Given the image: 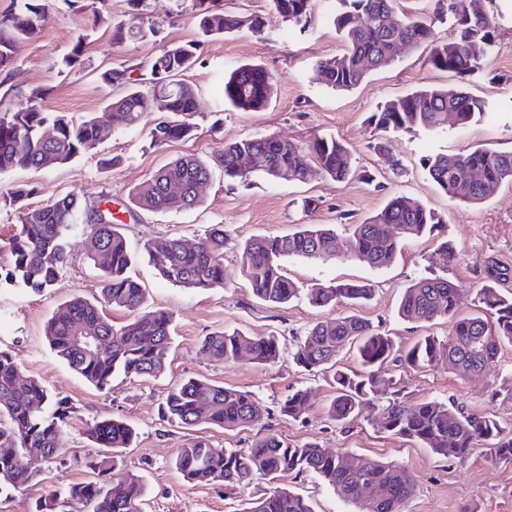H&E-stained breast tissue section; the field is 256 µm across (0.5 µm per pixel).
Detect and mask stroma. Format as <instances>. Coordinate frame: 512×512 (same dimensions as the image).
<instances>
[{
  "label": "stroma",
  "mask_w": 512,
  "mask_h": 512,
  "mask_svg": "<svg viewBox=\"0 0 512 512\" xmlns=\"http://www.w3.org/2000/svg\"><path fill=\"white\" fill-rule=\"evenodd\" d=\"M93 3V9L76 12L66 0H55L41 37L20 47L11 74L0 81V109L13 106L33 88L46 87L51 111L76 116L102 114L107 101L121 93L120 87L102 80V72L122 63L147 61L164 47L193 39L196 34L189 6H177L175 0H147L144 13L157 27L158 36L116 46L111 39L112 25L132 20L127 0ZM219 5L227 13L266 16L267 23L260 30L246 29L203 45L197 64L185 76L198 89L197 128L192 138L150 146L147 132L153 120L148 117L136 129L116 126L99 144L98 158L0 175V192L18 182L35 186L27 200L33 208L64 195L87 203L111 196V208L119 214L121 230L135 255L131 273L145 290L147 306L169 311L174 327L167 374L157 379L117 377L108 392L87 384L53 356L45 339V325L53 310L69 298L91 299L100 294L98 272L86 257L85 224L81 221L69 234L68 260L53 288L38 294L0 288V348L12 355L21 377L39 379L74 408L64 429L60 456L33 461L40 482L1 496L0 512H32L36 501L57 482L92 480L86 460L96 448L86 428L103 416L125 420L135 430L134 442L124 449L122 461L126 471L142 476L146 484L143 512H244L251 502L273 490V483L262 476L233 489L191 483L176 469L175 459L180 448L197 438L218 448H245L268 434L406 467L415 479V491L403 512H512V465L489 462L478 452L457 465L413 442L379 433L374 426L379 412L372 405L365 406L349 425H336L327 417L333 394L327 375L303 372L289 356L273 364H222L200 351V341L207 334L234 329L251 336L274 334L289 347L294 335L335 318L338 308L315 307L304 298L280 308L258 300L240 272V247L251 236L284 235L301 224H329L340 237H347L349 225L365 220L396 193L417 198L444 215L445 234L460 251L448 276L462 290L461 314L474 312L483 286L480 269L490 261L512 269V185L502 187L486 203L467 204L438 191L421 162L437 153L475 147L512 149V0H497L502 18L496 46L481 74L468 85L473 95L487 102L488 112L464 128L393 135L385 156L375 154L368 144L367 119L380 105L425 85L453 87L460 83L451 73L429 64V47L402 50L392 65L371 73L356 88L330 91L311 81L316 61L343 51L341 40L323 16H315L309 29L300 34L271 17L270 0H219ZM97 14L107 18V25L93 27ZM89 27L95 33L84 48L82 67L64 72V56L78 34ZM245 63L262 65L278 78L271 102L263 111L244 112L224 101L225 74ZM257 134H275L295 143L308 142L319 134L334 136L374 180L317 178L298 184L273 181L256 171L247 181L228 182L217 168L202 189L201 204L194 209L171 213L132 209L130 191L164 164L187 155L208 159L224 143ZM102 156H117L121 162L104 168L98 163ZM215 224L224 227L223 285L182 288L163 280L149 264L143 248L146 241L179 237L194 243ZM436 244L432 237L408 240L396 261L383 270L352 259L343 247L334 259L291 258L283 268L305 289L348 279L369 282L374 297L358 307V314L388 331L396 344L404 347L428 332L448 333L446 322L425 328L396 315L403 290L428 274L426 258ZM511 373L512 346H507L498 363L479 373L458 374L442 362L428 370L402 372L401 379L412 400L451 398L466 409L495 414L503 426L512 429V402L489 398L492 389ZM185 376L253 392L266 414L240 431L207 425L185 429L168 423L160 414V403L168 387ZM297 388L307 389L310 399L305 415L293 420L281 415L280 404ZM288 486L307 500L314 512H356L353 504L340 500L313 475L289 479Z\"/></svg>",
  "instance_id": "35a3bbf8"
}]
</instances>
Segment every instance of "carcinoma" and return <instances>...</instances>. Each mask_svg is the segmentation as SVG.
<instances>
[{
    "instance_id": "carcinoma-1",
    "label": "carcinoma",
    "mask_w": 512,
    "mask_h": 512,
    "mask_svg": "<svg viewBox=\"0 0 512 512\" xmlns=\"http://www.w3.org/2000/svg\"><path fill=\"white\" fill-rule=\"evenodd\" d=\"M475 0H448V9L437 5L433 15H403L396 26L388 15L399 8V0H326L323 13L344 43L343 53L315 63L313 80L332 91H349L366 76L393 63L402 46L430 47L428 62L436 69L463 81L476 75L495 45L497 20L474 8ZM271 10L289 26L309 28L319 0H270ZM196 20V38L169 46L146 64L109 69L103 79L126 91L111 102L123 113L125 127L138 126L148 113L159 114L149 129L150 144L162 146L192 136L196 129V95L182 76L199 58L201 45L214 37L265 25L261 15L239 16L191 0ZM50 15V0H15L0 16V74L10 72L19 47L41 36ZM136 22L112 26V43L148 40L158 29L135 16ZM448 25L449 37H437L436 29ZM90 33L78 35L65 66L82 61L83 46ZM141 71L138 81L131 72ZM260 64L240 65L224 78V100L245 112L265 109L273 96L275 80L262 76ZM48 91L37 87L24 100L0 111V175L15 170L44 169L65 165L83 155H93L102 140L99 117L80 119L52 112L46 105ZM486 103L462 86L426 87L384 104L368 118V126L384 134L424 130L438 133L448 128V113L454 125L463 128L485 111ZM265 157L263 174L274 181L307 183L317 177L342 182L354 176L350 149L333 137L316 136L299 144L274 134H258L224 144L215 157L228 182L244 181L248 172L239 167L243 155ZM213 166L195 156L174 159L132 190L135 206L151 212H180L201 202L198 186L207 183ZM423 170L438 189L454 200L481 204L505 184H512V150L490 148L438 153L423 159ZM481 179L471 181L474 171ZM180 186L172 193L169 186ZM35 192L29 184H16L0 194V204L14 209L19 231L13 243L12 264L0 273L5 283L27 292L40 293L57 282L68 258V235L79 215L86 218V255L101 271L100 298L93 301L73 297L62 303L47 321L45 337L50 351L87 383L100 391L112 388L116 375L126 378H158L168 368L171 350V315L161 309H146L145 290L129 273L134 256L125 236L116 228L110 209H89L78 199L61 197L40 208L24 201ZM443 224L442 216L422 201L404 195L391 196L384 207L360 224L351 225L350 255L374 270L390 266L404 242L431 234ZM336 229L307 224L286 235H253L241 250L240 271L253 295L280 307L297 299L302 288L286 276L283 262L292 257L332 259L336 256ZM149 263L166 281L184 288H210L224 282V228L218 225L193 249L182 239L144 244ZM459 258L449 240L441 242L429 257V265L446 271ZM480 275L488 283L479 290L477 312L458 313L461 289L440 275L422 276L405 288L398 317L407 322H448V336L425 335L400 347L388 334L374 328L361 316L343 313L315 324L296 339L293 362L308 372H332L334 394L329 418L344 425L367 403L380 407L376 429L428 448L450 461L464 462L480 448L495 462L512 463V430L507 432L488 413L470 412L455 400L410 402L405 386L394 369L424 370L440 359L459 373L480 372L497 361L507 345L512 346V292L498 285L509 278V269L487 263ZM374 288L366 281L345 280L317 284L307 292L318 307L356 306L372 299ZM134 313L117 328L104 308ZM93 326L104 338L102 349L80 347L74 336ZM355 347L360 369L338 367V356ZM200 350L215 361H249L272 364L280 358L275 336H249L214 332L204 337ZM308 390L288 394L280 413L301 418L307 408ZM73 407L54 398L37 379L20 381L12 356L0 350V494L33 481L37 471L33 458L53 459L64 447L63 427ZM161 414L186 427L201 423L224 429L249 427L259 422L265 409L249 392L216 384L207 378L187 377L168 390ZM86 435L102 453L91 456L87 466L96 479L60 482L35 504L34 512H143L146 487L141 477L123 472L121 450L130 446L134 429L125 421L105 416L89 424ZM344 454L330 453L316 443L291 444L270 434L249 448H216L203 439L180 450L175 466L189 482L217 487H245L257 474L269 481L288 482L303 473L316 475L336 496L358 506L357 512H403L402 505L415 489L411 473L403 466L370 457L359 458L349 467ZM120 477V492L110 491L109 482ZM244 512H314L311 505L284 485L252 503Z\"/></svg>"
}]
</instances>
